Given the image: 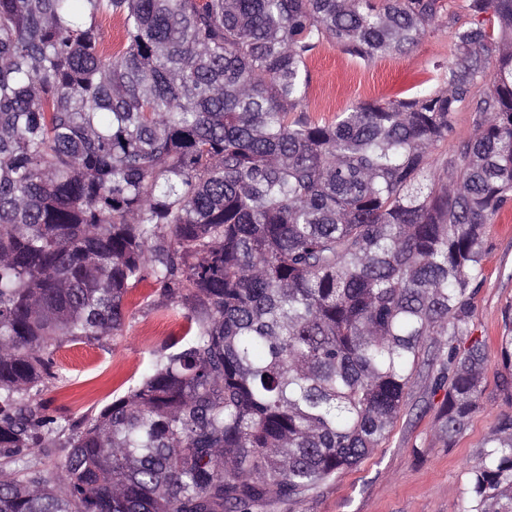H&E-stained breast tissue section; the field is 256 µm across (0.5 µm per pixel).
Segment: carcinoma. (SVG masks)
<instances>
[{
  "instance_id": "obj_1",
  "label": "carcinoma",
  "mask_w": 512,
  "mask_h": 512,
  "mask_svg": "<svg viewBox=\"0 0 512 512\" xmlns=\"http://www.w3.org/2000/svg\"><path fill=\"white\" fill-rule=\"evenodd\" d=\"M466 8L444 87L322 123V43L405 54L445 0H0V512L296 504L382 444L432 351L454 441L488 366L487 226L512 204V0ZM143 284L181 336L98 413L51 415L58 348L123 335ZM498 352L509 392L510 318ZM463 512H512L511 414ZM471 115V112L466 110L457 113L453 123V130L448 136V144H445L442 148H439L437 150L438 153L448 150L449 157L459 141L467 139L471 136L473 132V122Z\"/></svg>"
}]
</instances>
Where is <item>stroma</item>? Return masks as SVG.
<instances>
[{"label":"stroma","instance_id":"35a3bbf8","mask_svg":"<svg viewBox=\"0 0 512 512\" xmlns=\"http://www.w3.org/2000/svg\"><path fill=\"white\" fill-rule=\"evenodd\" d=\"M469 20L465 0H453L447 23L431 29L418 46L369 63L323 43L309 64L310 116L328 122L361 101L388 100L415 86L441 87L433 64L452 57V32ZM484 249L472 327L476 336L493 344L512 310V208L489 225ZM131 299L137 308L124 335L94 346L66 343L58 350L63 378L41 394L49 409L75 420L99 412L145 373L153 351L180 333L181 318H160L141 305L140 293ZM488 358L479 406L452 445H445L435 431L442 398L434 394L432 383L443 369L437 362L422 367L399 422L368 458L313 497L272 512H461L469 466L500 416L512 414V400L501 389L500 357L493 350Z\"/></svg>","mask_w":512,"mask_h":512}]
</instances>
